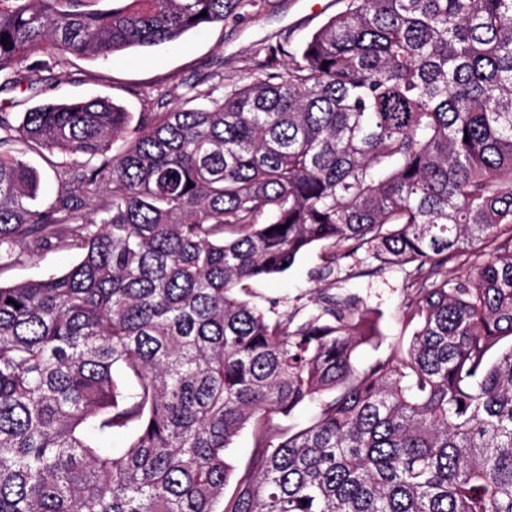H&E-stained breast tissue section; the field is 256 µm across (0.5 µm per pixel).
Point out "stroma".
I'll list each match as a JSON object with an SVG mask.
<instances>
[{
	"label": "stroma",
	"mask_w": 512,
	"mask_h": 512,
	"mask_svg": "<svg viewBox=\"0 0 512 512\" xmlns=\"http://www.w3.org/2000/svg\"><path fill=\"white\" fill-rule=\"evenodd\" d=\"M345 0H242L234 17L191 31L178 41L156 47L137 48L108 58H71L56 82L35 87L19 85L0 91V112L20 118L31 108L64 99L106 98L132 113L151 109L159 96L169 106L188 99L190 85L223 83L225 90L242 85L257 72L271 46L293 53L329 17L343 10ZM28 161L41 176L40 204L53 201L60 178L78 163L77 157L61 153L43 159L31 153ZM78 259L74 250L49 247L30 255L20 248L0 255V284L13 285L68 270ZM324 264V250L315 246L297 258L285 273L252 281V298L260 304L279 301L281 308L305 316L314 308L319 283L315 272ZM463 260H453L431 273L413 266L379 267L364 260L357 277L334 284L333 289L354 296L370 308L379 334L357 350L361 365L384 358L390 348L408 347L413 328L403 318L409 289L465 275Z\"/></svg>",
	"instance_id": "35a3bbf8"
}]
</instances>
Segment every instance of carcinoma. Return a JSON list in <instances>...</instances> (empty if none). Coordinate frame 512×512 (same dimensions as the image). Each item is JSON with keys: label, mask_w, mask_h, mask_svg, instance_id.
<instances>
[{"label": "carcinoma", "mask_w": 512, "mask_h": 512, "mask_svg": "<svg viewBox=\"0 0 512 512\" xmlns=\"http://www.w3.org/2000/svg\"><path fill=\"white\" fill-rule=\"evenodd\" d=\"M98 2L0 0V86L240 4ZM281 52L187 108L0 113V247L79 250L0 285V512H512V0H349ZM31 150L85 158L45 207ZM313 245L321 281L338 250L483 261L417 289L409 346L362 367L355 298L302 320L250 299ZM304 403V427L275 421ZM252 449L250 433L248 430H244L229 452V461L238 469H242L248 461Z\"/></svg>", "instance_id": "carcinoma-1"}]
</instances>
